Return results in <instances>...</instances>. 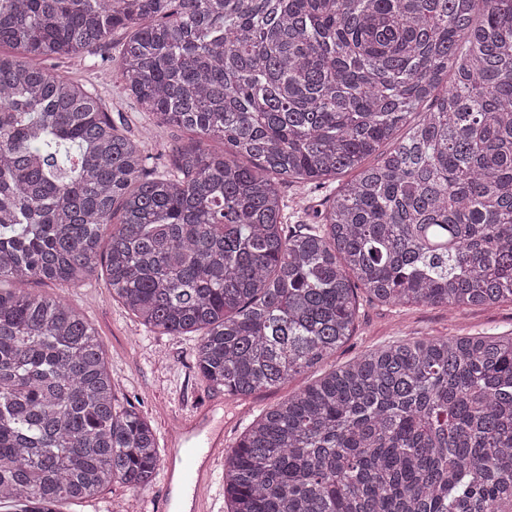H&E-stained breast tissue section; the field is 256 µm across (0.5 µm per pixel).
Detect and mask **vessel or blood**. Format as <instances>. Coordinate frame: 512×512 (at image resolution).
<instances>
[{"label":"vessel or blood","instance_id":"obj_1","mask_svg":"<svg viewBox=\"0 0 512 512\" xmlns=\"http://www.w3.org/2000/svg\"><path fill=\"white\" fill-rule=\"evenodd\" d=\"M163 470V494L181 499L184 512H214L211 488L214 468L224 451V430L212 426L206 412L185 416Z\"/></svg>","mask_w":512,"mask_h":512}]
</instances>
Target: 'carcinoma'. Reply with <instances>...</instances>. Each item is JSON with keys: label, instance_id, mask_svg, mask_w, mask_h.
Returning a JSON list of instances; mask_svg holds the SVG:
<instances>
[{"label": "carcinoma", "instance_id": "obj_1", "mask_svg": "<svg viewBox=\"0 0 512 512\" xmlns=\"http://www.w3.org/2000/svg\"><path fill=\"white\" fill-rule=\"evenodd\" d=\"M118 29L126 92L198 135L163 171L47 66ZM350 172L317 224L287 223L281 184ZM100 270L142 325L199 333V373L232 398L334 354L358 288L512 301V0H0V512L160 474L92 325L14 287ZM224 501L512 512V336L400 342L330 371L249 424Z\"/></svg>", "mask_w": 512, "mask_h": 512}]
</instances>
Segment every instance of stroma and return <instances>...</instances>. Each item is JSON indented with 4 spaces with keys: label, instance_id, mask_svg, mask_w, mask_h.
<instances>
[{
    "label": "stroma",
    "instance_id": "35a3bbf8",
    "mask_svg": "<svg viewBox=\"0 0 512 512\" xmlns=\"http://www.w3.org/2000/svg\"><path fill=\"white\" fill-rule=\"evenodd\" d=\"M126 36L118 30L107 47L59 64L60 73L82 88L94 90L106 104L113 120L136 139L148 143L150 168L163 169L172 146L195 144L194 132L162 125L126 94L119 77V52ZM335 183L303 189L281 185L289 223H312L321 201L333 193ZM33 292H62L68 302L92 324L103 345L107 367L120 404H132L152 425L158 445L167 448L173 423L195 408L209 406L212 426L224 429V445L232 447L251 420L262 410L294 394L316 378L309 372L289 379L272 391L244 400L224 396L199 374L194 358V335L169 336L152 331L114 300L105 275H98L63 289L45 283ZM359 311L350 340L321 367L329 372L358 356L396 341L436 336H508L512 334V302L448 311L444 306L385 305L359 293ZM79 512H162L161 488L144 493L109 485L96 501L82 503Z\"/></svg>",
    "mask_w": 512,
    "mask_h": 512
}]
</instances>
